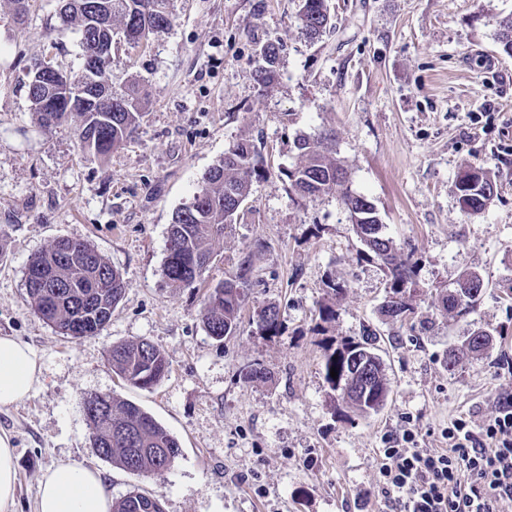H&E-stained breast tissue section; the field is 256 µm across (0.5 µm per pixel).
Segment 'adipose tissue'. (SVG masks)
Segmentation results:
<instances>
[{
	"label": "adipose tissue",
	"instance_id": "1",
	"mask_svg": "<svg viewBox=\"0 0 512 512\" xmlns=\"http://www.w3.org/2000/svg\"><path fill=\"white\" fill-rule=\"evenodd\" d=\"M41 364L27 344L0 336V407L26 399L39 383ZM35 512H112L109 481L104 472L61 462L43 473Z\"/></svg>",
	"mask_w": 512,
	"mask_h": 512
}]
</instances>
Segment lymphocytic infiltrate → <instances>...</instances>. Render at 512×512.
I'll use <instances>...</instances> for the list:
<instances>
[{"mask_svg":"<svg viewBox=\"0 0 512 512\" xmlns=\"http://www.w3.org/2000/svg\"><path fill=\"white\" fill-rule=\"evenodd\" d=\"M440 448L409 429L387 436L377 492L399 512H512V394L481 425L451 420Z\"/></svg>","mask_w":512,"mask_h":512,"instance_id":"lymphocytic-infiltrate-1","label":"lymphocytic infiltrate"}]
</instances>
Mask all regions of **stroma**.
Returning a JSON list of instances; mask_svg holds the SVG:
<instances>
[{
	"instance_id": "1",
	"label": "stroma",
	"mask_w": 512,
	"mask_h": 512,
	"mask_svg": "<svg viewBox=\"0 0 512 512\" xmlns=\"http://www.w3.org/2000/svg\"><path fill=\"white\" fill-rule=\"evenodd\" d=\"M59 8L30 0L19 25L0 0V336L20 338L42 364L30 396L0 408V435L18 457L15 512H33L41 474L61 461L107 473L113 499L160 496L165 512H391L376 495L385 435L410 428L421 447H440L450 420L482 423L512 392V56L496 36L512 0H331L334 28L314 41L299 29L297 0H171L170 26L147 43L112 40L113 85L139 83L148 105L105 158L80 151L69 124L42 133L31 111L34 60L81 64ZM268 40L280 61L263 87L256 49ZM324 130L349 190L373 202L416 263L412 324L381 315L385 275L339 194L305 201L288 189L297 136ZM240 141L261 144L264 168L245 215L217 243L205 285L172 287L162 275L172 214ZM470 166L500 185L477 215L454 189ZM59 236L90 241L126 281L96 335H60L29 302L27 263ZM246 255L254 271L241 324L220 343L200 310L208 285L234 277ZM467 270L488 284L476 312L434 306ZM334 283L344 288L337 304ZM267 305L280 311V335L252 322ZM365 324L381 335L390 393L379 412L340 415L324 351ZM478 328L488 349L447 368L448 346ZM143 337L170 364L148 390L107 359L113 343ZM253 363L264 377L243 381ZM94 393L133 401L170 431L181 446L173 467L138 475L98 456L82 411Z\"/></svg>"
}]
</instances>
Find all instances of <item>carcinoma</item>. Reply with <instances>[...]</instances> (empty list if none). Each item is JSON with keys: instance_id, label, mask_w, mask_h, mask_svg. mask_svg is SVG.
Here are the masks:
<instances>
[{"instance_id": "obj_1", "label": "carcinoma", "mask_w": 512, "mask_h": 512, "mask_svg": "<svg viewBox=\"0 0 512 512\" xmlns=\"http://www.w3.org/2000/svg\"><path fill=\"white\" fill-rule=\"evenodd\" d=\"M88 2L64 0L61 7L62 31L73 30L79 35L84 57L97 39L112 37L116 23L125 27L126 35L139 43L147 42L149 35L171 23L169 0H103L111 16L97 26L92 24ZM298 21L307 38L314 40L322 36L331 27L329 0H300ZM497 40L504 52L512 55V15L499 21ZM260 53L264 65L258 70L257 81L264 86L276 77L279 44L266 41ZM81 72L80 68L69 71L55 68V79L28 88L31 109L43 132L50 133L70 121L75 124L82 149L107 157L139 127L145 116L147 94L136 84L114 91L112 111L104 112L93 99L77 91ZM331 141L332 135L327 132L312 140L298 139L297 162L283 172L289 190L310 200L341 191L357 236L380 261L387 277L386 289L390 296L398 298V312L406 318L415 313L414 262L409 256L399 255L392 238L383 234V225L376 222L377 213L373 212L371 201L348 190L347 170L332 156ZM260 159L251 142L237 143L203 175L202 186L192 200L173 213L163 266V275L172 285L191 287L201 279L206 268L194 269L193 259L213 260L216 241L241 220V209L235 208V204L247 199L253 180L262 176ZM454 187L457 196L468 201L463 212L469 215L483 212V207L499 193L497 181L482 167L459 172ZM251 272L252 258L246 255L233 277L238 289L226 292L221 281L203 303L202 323L207 334L219 343L238 329L244 288ZM26 288L30 304L39 317L60 334L77 339L98 333L111 320L124 295L126 282L119 270L89 242L60 236L29 260ZM474 290H479L478 285L469 289L459 282L439 295V303L459 317L468 316L475 312L481 299V294H472ZM253 323L262 336L278 335L282 326L279 309L273 305L261 308ZM377 342L376 331L365 327L359 338H350L325 354L323 373L331 391L345 383L351 355L361 348L374 350ZM488 345L489 335L480 330L471 331L461 344L448 347L447 365H455L460 351L479 355ZM108 360L124 382L138 389L153 388L169 371L164 352L148 339L112 344ZM332 368L338 372L335 379L330 376ZM366 384L368 388L348 402L350 408L362 414L378 411L387 399L389 386L383 365L371 370ZM100 398L101 413L87 420L90 434L96 435L97 453L130 473L161 475L168 471L180 454V445L166 428L131 401L109 394ZM112 512H164V508L159 497L133 491L112 503Z\"/></svg>"}]
</instances>
